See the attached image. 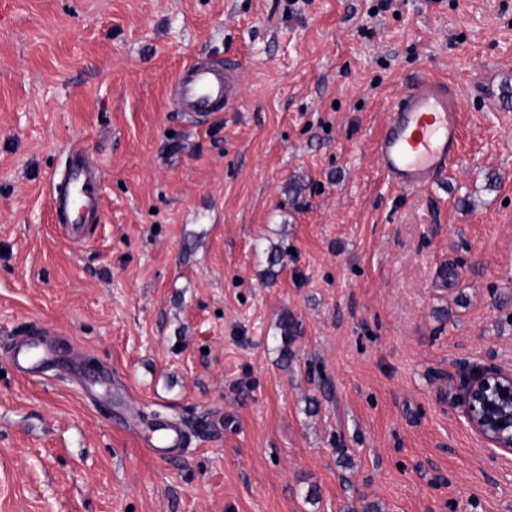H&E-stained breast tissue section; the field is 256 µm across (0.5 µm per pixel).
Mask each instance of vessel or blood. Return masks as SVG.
<instances>
[{"instance_id": "b4317fda", "label": "vessel or blood", "mask_w": 512, "mask_h": 512, "mask_svg": "<svg viewBox=\"0 0 512 512\" xmlns=\"http://www.w3.org/2000/svg\"><path fill=\"white\" fill-rule=\"evenodd\" d=\"M241 68L238 62L221 63L196 58L177 75L173 83L175 108L202 121L220 119L240 97ZM459 106L455 94L444 84L422 79L413 83L393 103L386 126L377 141L378 163L397 189L408 191L430 185L447 170L459 150ZM94 172L85 154L70 153V189L52 200L59 224L73 239H84L87 227L100 223V200L95 194ZM9 363L22 375L38 378L67 364L79 373L83 356L76 348L61 349L33 337L13 343L7 352ZM151 451L167 457L186 444L184 427L158 420L149 427Z\"/></svg>"}]
</instances>
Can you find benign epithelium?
<instances>
[{
	"instance_id": "7a95c632",
	"label": "benign epithelium",
	"mask_w": 512,
	"mask_h": 512,
	"mask_svg": "<svg viewBox=\"0 0 512 512\" xmlns=\"http://www.w3.org/2000/svg\"><path fill=\"white\" fill-rule=\"evenodd\" d=\"M470 429L493 457L512 461V369L493 367L470 378L464 394Z\"/></svg>"
}]
</instances>
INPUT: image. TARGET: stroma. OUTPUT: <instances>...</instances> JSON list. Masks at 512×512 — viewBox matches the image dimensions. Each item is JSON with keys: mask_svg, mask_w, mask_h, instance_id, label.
Masks as SVG:
<instances>
[{"mask_svg": "<svg viewBox=\"0 0 512 512\" xmlns=\"http://www.w3.org/2000/svg\"><path fill=\"white\" fill-rule=\"evenodd\" d=\"M201 55L241 65L216 122L172 105ZM421 77L460 148L400 192L375 144ZM74 147L82 242L51 202ZM36 329L192 439L156 458L0 359V512H512L463 404L512 369V0H0V346ZM70 189L52 199V208L58 224L72 239L88 236L86 224H100V200L95 195V173L87 166L85 153L79 149L70 152Z\"/></svg>", "mask_w": 512, "mask_h": 512, "instance_id": "1", "label": "stroma"}]
</instances>
